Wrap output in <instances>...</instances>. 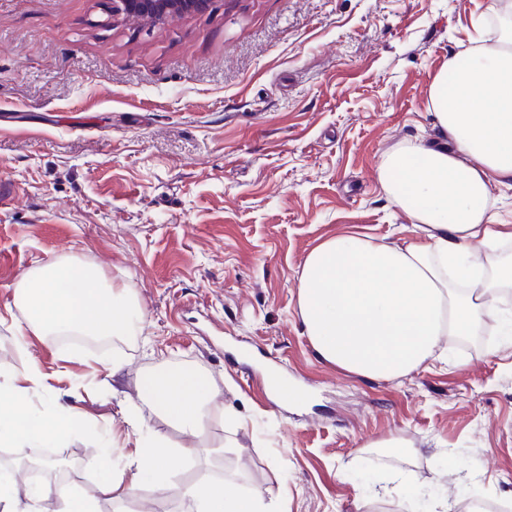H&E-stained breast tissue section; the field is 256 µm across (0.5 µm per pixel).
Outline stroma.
I'll use <instances>...</instances> for the list:
<instances>
[{"instance_id":"1","label":"stroma","mask_w":512,"mask_h":512,"mask_svg":"<svg viewBox=\"0 0 512 512\" xmlns=\"http://www.w3.org/2000/svg\"><path fill=\"white\" fill-rule=\"evenodd\" d=\"M495 0H217L149 32L112 0H0V365H38L30 394L92 488L112 445L162 439L177 486L224 477L266 512H464L512 503V288L478 335L409 375L322 360L302 325L308 252L347 232L394 244L414 219L377 178L438 141L430 91L498 29ZM69 255L132 289V336L21 337L9 310L33 267ZM124 366L111 375L106 360ZM220 390L205 443L140 399L165 367Z\"/></svg>"}]
</instances>
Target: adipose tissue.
I'll use <instances>...</instances> for the list:
<instances>
[{
    "label": "adipose tissue",
    "instance_id": "1",
    "mask_svg": "<svg viewBox=\"0 0 512 512\" xmlns=\"http://www.w3.org/2000/svg\"><path fill=\"white\" fill-rule=\"evenodd\" d=\"M431 100L448 140L389 154L378 170L388 196L410 212L420 236L396 245L343 234L305 257L298 281V311L319 357L374 380L402 377L430 359L444 337L471 335L500 290L512 286V255L488 268L466 259L471 247L498 252L512 229L493 228L490 186L512 184V27L496 47L477 36L467 62L440 72ZM14 304L37 336L78 333L131 336L141 313L127 287L94 265L73 259L31 269ZM43 374L31 366L25 385L0 367V443L33 448L48 432L28 410L30 385ZM218 389L192 371L153 372L140 396L151 410L193 437H201ZM170 455L163 442L142 448L122 468L105 467L98 496L121 504L151 482H163ZM49 484L0 474V512H45ZM186 512H264L260 503L228 491L221 480L181 487Z\"/></svg>",
    "mask_w": 512,
    "mask_h": 512
}]
</instances>
